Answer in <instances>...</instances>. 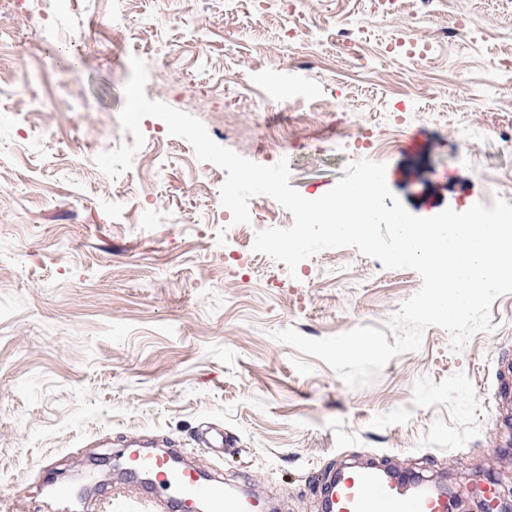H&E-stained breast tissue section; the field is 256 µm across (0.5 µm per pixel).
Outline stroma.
Masks as SVG:
<instances>
[{
  "label": "stroma",
  "mask_w": 512,
  "mask_h": 512,
  "mask_svg": "<svg viewBox=\"0 0 512 512\" xmlns=\"http://www.w3.org/2000/svg\"><path fill=\"white\" fill-rule=\"evenodd\" d=\"M83 0H18L0 30V69L27 79L0 86V512H54L44 489L75 488L80 469L143 437L179 448L227 489L269 498L275 512H320L315 475L370 460L448 481L463 512H484L478 487L512 499V435L502 434L496 373L512 362V294L490 329L452 350L428 327L418 350L392 358L353 389L322 360L274 339L292 328L320 339L388 322L421 287L418 273L384 268L356 248L326 249L296 272L253 252L258 231L293 217L249 201V233L228 241L220 203L227 172L199 162L183 138L144 145L117 178L94 162L121 132L129 54ZM366 0H126V38L146 64L145 95L197 115L215 142L262 165L287 160L301 195L330 190L345 166L385 164L411 214L512 204V0H401L383 35L413 39L410 60L380 37L337 51L340 17ZM38 22L27 23L30 11ZM465 19L454 39L441 31ZM73 29L86 40L68 68L58 54ZM276 68L299 80L275 91L251 80ZM466 80L469 104L452 100ZM69 97L80 112L51 102ZM234 112L243 138L225 140ZM386 143L375 153L327 148L338 136ZM223 426L225 450L200 432ZM84 512H163L133 484L113 482Z\"/></svg>",
  "instance_id": "1"
}]
</instances>
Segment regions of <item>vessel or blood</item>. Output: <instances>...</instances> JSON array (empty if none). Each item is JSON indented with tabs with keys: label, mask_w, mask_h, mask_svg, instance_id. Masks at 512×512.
Here are the masks:
<instances>
[{
	"label": "vessel or blood",
	"mask_w": 512,
	"mask_h": 512,
	"mask_svg": "<svg viewBox=\"0 0 512 512\" xmlns=\"http://www.w3.org/2000/svg\"><path fill=\"white\" fill-rule=\"evenodd\" d=\"M126 456L133 470L148 473L153 492L167 512H192L201 502L211 512H268L259 497L241 498L223 484L194 469L174 467L170 456L147 455L129 445ZM326 512H448V497L427 485L377 467L352 466L328 476L322 484Z\"/></svg>",
	"instance_id": "b4317fda"
}]
</instances>
